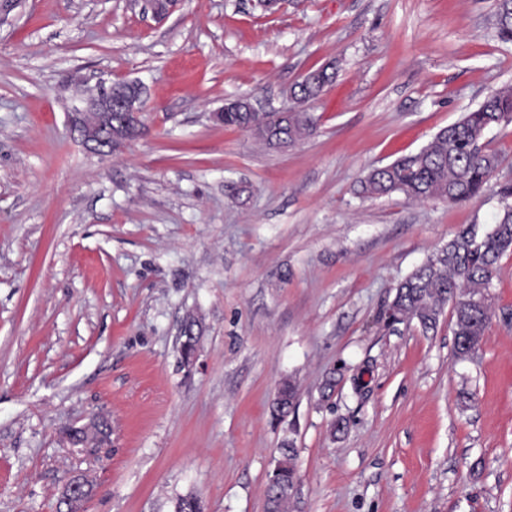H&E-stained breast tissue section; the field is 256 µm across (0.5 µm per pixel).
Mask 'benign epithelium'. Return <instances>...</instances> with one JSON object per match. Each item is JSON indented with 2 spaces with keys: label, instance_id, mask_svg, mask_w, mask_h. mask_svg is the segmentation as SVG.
<instances>
[{
  "label": "benign epithelium",
  "instance_id": "1",
  "mask_svg": "<svg viewBox=\"0 0 512 512\" xmlns=\"http://www.w3.org/2000/svg\"><path fill=\"white\" fill-rule=\"evenodd\" d=\"M119 84L126 86L124 96L113 98L116 83L103 86L98 93L85 99L83 106L74 109L71 116V130L90 149L99 153H110L124 142L138 136L141 128L143 85L135 80H121ZM122 114L121 119L112 120V113ZM102 420H95L81 427L86 442L85 449L93 451L92 445L100 440H110L111 430L104 429ZM89 481L76 477L63 490V502L70 504L86 498Z\"/></svg>",
  "mask_w": 512,
  "mask_h": 512
}]
</instances>
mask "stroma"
Listing matches in <instances>:
<instances>
[{"label": "stroma", "instance_id": "35a3bbf8", "mask_svg": "<svg viewBox=\"0 0 512 512\" xmlns=\"http://www.w3.org/2000/svg\"><path fill=\"white\" fill-rule=\"evenodd\" d=\"M142 6L21 0L0 16V512H58L81 475L85 512H173L190 492L207 512H266L286 440L292 512H512V254L469 360L450 311L427 334L386 320L398 282L495 223L512 125L491 132L502 165L469 203L358 193L512 86L495 0H179L161 21ZM327 64L294 146L212 117L242 95L280 108ZM124 79L145 86L144 132L94 154L69 115ZM96 415L112 443L90 455L66 433ZM279 399L272 402L270 406V414L274 420H282L288 415L293 408L296 396L295 385L291 380H285L279 387Z\"/></svg>", "mask_w": 512, "mask_h": 512}]
</instances>
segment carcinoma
<instances>
[{
  "label": "carcinoma",
  "mask_w": 512,
  "mask_h": 512,
  "mask_svg": "<svg viewBox=\"0 0 512 512\" xmlns=\"http://www.w3.org/2000/svg\"><path fill=\"white\" fill-rule=\"evenodd\" d=\"M496 22L498 37L512 42V0H499ZM331 79L325 68L313 71L308 81L290 89L288 111L226 109L222 123L249 132L268 146L273 145L274 136L293 145L315 130V118L306 104L318 99ZM510 123L512 87L487 96L460 121L440 129L418 152L369 170L360 181V193L370 198L400 193L412 201L443 199L467 203L481 196L501 163L499 153L486 141L487 134ZM509 250L512 207L507 205L491 229L481 232L475 224L462 229L436 256L400 282L388 309L389 318L395 322L415 320L423 330H434L444 307L452 304L453 356L458 361L468 359L490 319V305L477 306L473 300L489 299L496 264ZM295 396L294 383L283 381L278 401L270 406L272 418L286 417ZM280 453L281 458L268 474L267 507L274 512H288L298 482L293 464L295 448L288 441ZM174 512H206V505L200 496L189 493L177 498Z\"/></svg>",
  "instance_id": "1"
}]
</instances>
